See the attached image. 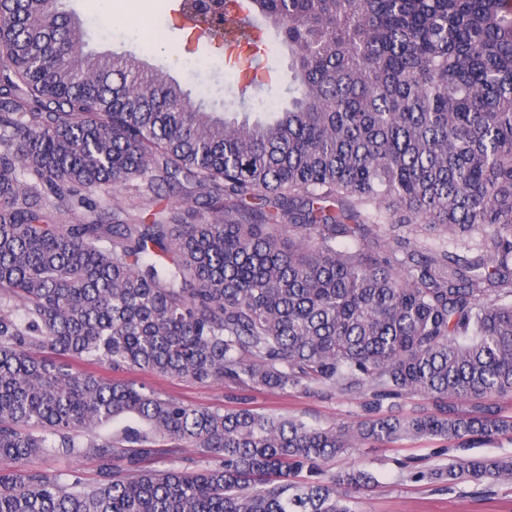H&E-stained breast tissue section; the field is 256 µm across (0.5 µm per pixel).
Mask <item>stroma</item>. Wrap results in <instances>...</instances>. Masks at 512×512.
<instances>
[{
  "mask_svg": "<svg viewBox=\"0 0 512 512\" xmlns=\"http://www.w3.org/2000/svg\"><path fill=\"white\" fill-rule=\"evenodd\" d=\"M143 20L121 27L102 21L99 0H67L92 33L91 51H130L150 66L162 69L188 89L203 111L220 112L231 103L234 80L219 53L208 46L187 52L180 30L170 23L177 0H140ZM416 249L424 253L441 250L471 257L482 253V236L474 230L449 236L425 225L413 224L404 230ZM106 378L142 381L162 395L187 404L212 409L252 408L263 412L294 416L321 426L359 420L362 400L340 392L314 395L291 389H239L225 384L200 385L138 370L114 371L101 366ZM447 441L427 439L400 441L384 446L361 445L337 455L326 464L333 473L352 469L370 471L375 483L355 492V512H512V483L502 482L492 490L468 480L454 485L433 482L422 473L453 456Z\"/></svg>",
  "mask_w": 512,
  "mask_h": 512,
  "instance_id": "35a3bbf8",
  "label": "stroma"
}]
</instances>
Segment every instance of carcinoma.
Wrapping results in <instances>:
<instances>
[{"label":"carcinoma","instance_id":"obj_1","mask_svg":"<svg viewBox=\"0 0 512 512\" xmlns=\"http://www.w3.org/2000/svg\"><path fill=\"white\" fill-rule=\"evenodd\" d=\"M63 2L0 0V512H354L372 474L325 469L349 448L512 435V0H178L242 105L261 107L255 59L288 48V106L253 114L84 51ZM238 9L258 22L235 37ZM184 181L199 224L114 223L95 198ZM411 224L479 228L484 254H425ZM95 364L337 390L366 414L198 408ZM414 394L432 407L400 413ZM157 447L205 465L144 469ZM49 455L97 478L30 466ZM420 477L512 481V457ZM32 467L54 473L60 470H77L86 481H92L96 477L97 463L92 457L80 456L71 459L42 458L31 463Z\"/></svg>","mask_w":512,"mask_h":512}]
</instances>
